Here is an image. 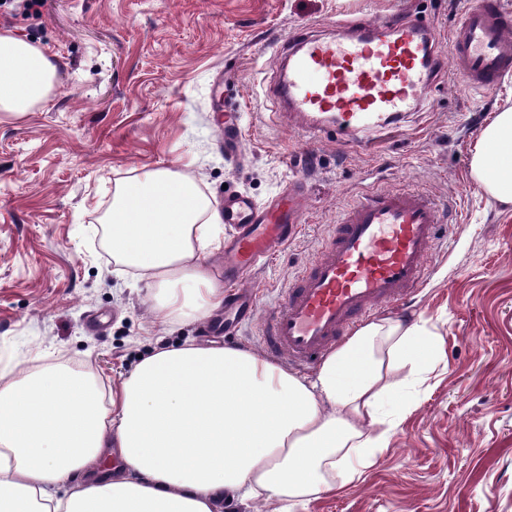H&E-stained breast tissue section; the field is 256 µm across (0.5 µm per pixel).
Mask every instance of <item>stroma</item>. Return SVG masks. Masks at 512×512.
Returning <instances> with one entry per match:
<instances>
[{"instance_id":"35a3bbf8","label":"stroma","mask_w":512,"mask_h":512,"mask_svg":"<svg viewBox=\"0 0 512 512\" xmlns=\"http://www.w3.org/2000/svg\"><path fill=\"white\" fill-rule=\"evenodd\" d=\"M471 0H45L39 13L0 9V29L44 47L57 67L45 107L0 120V362L43 354L99 383L126 376L153 348L218 340L262 352L261 318L314 257L362 189L417 188L452 214L427 277L403 304L432 334L425 382L373 464L291 512H512V207L471 177L482 128L512 104V73L468 87L443 62L401 129L369 149L282 124L272 59L295 32L407 12L447 36ZM234 118L244 159L221 130ZM194 177L267 204L304 178L299 234L250 272L258 315L225 327L155 324L153 291L115 264L118 181L132 170Z\"/></svg>"}]
</instances>
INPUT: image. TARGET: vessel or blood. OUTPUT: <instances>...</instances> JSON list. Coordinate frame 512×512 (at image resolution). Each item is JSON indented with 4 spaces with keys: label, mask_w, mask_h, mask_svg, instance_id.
<instances>
[{
    "label": "vessel or blood",
    "mask_w": 512,
    "mask_h": 512,
    "mask_svg": "<svg viewBox=\"0 0 512 512\" xmlns=\"http://www.w3.org/2000/svg\"><path fill=\"white\" fill-rule=\"evenodd\" d=\"M439 41L429 23L392 15L342 21L332 38L299 33L278 57L283 117L314 135L332 133L343 144L369 146L416 107L433 79ZM447 41L454 71L467 86L489 89L512 71V24L497 0H474ZM306 194L300 179L266 206L245 195L225 198L224 222L233 230L224 243L226 306L252 309V297L236 286L295 236ZM441 222L436 202L422 191L362 193L263 318L267 354L312 366L361 318L405 300L424 282Z\"/></svg>",
    "instance_id": "obj_1"
}]
</instances>
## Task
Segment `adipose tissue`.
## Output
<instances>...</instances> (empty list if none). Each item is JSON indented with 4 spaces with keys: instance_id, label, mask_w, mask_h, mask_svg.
Segmentation results:
<instances>
[{
    "instance_id": "adipose-tissue-1",
    "label": "adipose tissue",
    "mask_w": 512,
    "mask_h": 512,
    "mask_svg": "<svg viewBox=\"0 0 512 512\" xmlns=\"http://www.w3.org/2000/svg\"><path fill=\"white\" fill-rule=\"evenodd\" d=\"M56 67L39 45L0 30V115L45 104ZM473 179L512 205V106L486 124ZM112 257L154 288L161 323L224 304L210 258L222 216L196 180L140 170L106 218ZM424 325L385 319L331 351L315 378L244 348L185 342L153 349L108 389L66 366L0 367V512H219L225 496L279 502L349 482L408 406L407 382L431 361Z\"/></svg>"
}]
</instances>
